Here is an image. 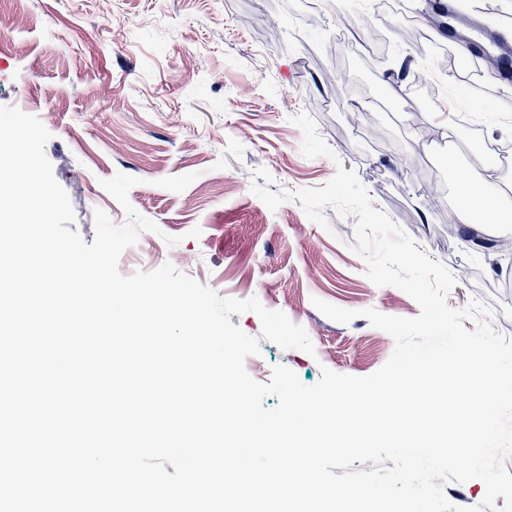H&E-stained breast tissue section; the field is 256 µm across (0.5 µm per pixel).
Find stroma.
<instances>
[{"instance_id":"stroma-1","label":"stroma","mask_w":512,"mask_h":512,"mask_svg":"<svg viewBox=\"0 0 512 512\" xmlns=\"http://www.w3.org/2000/svg\"><path fill=\"white\" fill-rule=\"evenodd\" d=\"M277 2L0 0V43L11 47L0 53V105L38 116L51 132L45 153L69 195L75 229L93 243L98 209L125 223L101 182L119 172L139 178L129 200L159 230L123 252L122 274L169 262L219 296L258 298L303 326L315 355L263 339L255 313L231 315L260 340L259 355L245 362L258 382H270L278 365L306 386L325 367L367 376L388 361L393 338L360 315L334 322L313 299L406 318L418 315V304L366 277L355 217L328 207L323 227L299 201L273 212L251 191L259 168L276 193L323 186L341 167L431 259L476 271L456 282L450 307L479 298L494 329L512 336V255L473 252L448 221L458 195L449 159L467 167L474 147L512 145V111L501 107L495 70L482 69L483 95L442 77L444 96L468 112L463 124L410 97L404 83L387 95L385 73L409 47L378 63L360 44L377 29L394 36L409 18L429 28L428 0H398L383 16L376 0H288L293 11L274 28ZM312 14L314 27L306 24ZM303 112L331 157L302 155L303 134L291 119ZM187 173L196 179L183 192L157 185ZM438 180L447 193L436 203L423 189ZM196 226L201 236L190 237ZM169 236L178 244L168 246Z\"/></svg>"}]
</instances>
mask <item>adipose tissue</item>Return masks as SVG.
Here are the masks:
<instances>
[{
	"label": "adipose tissue",
	"mask_w": 512,
	"mask_h": 512,
	"mask_svg": "<svg viewBox=\"0 0 512 512\" xmlns=\"http://www.w3.org/2000/svg\"><path fill=\"white\" fill-rule=\"evenodd\" d=\"M491 181L490 166L483 157H476L466 180L458 185V203L453 211L455 223L472 224L483 217L498 235L512 234V215L499 211L487 195L485 187Z\"/></svg>",
	"instance_id": "adipose-tissue-1"
}]
</instances>
